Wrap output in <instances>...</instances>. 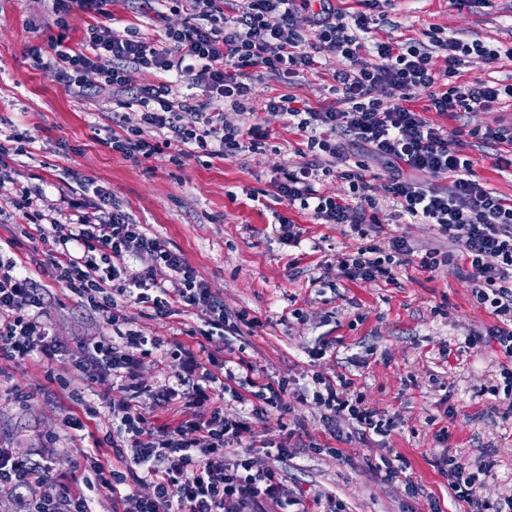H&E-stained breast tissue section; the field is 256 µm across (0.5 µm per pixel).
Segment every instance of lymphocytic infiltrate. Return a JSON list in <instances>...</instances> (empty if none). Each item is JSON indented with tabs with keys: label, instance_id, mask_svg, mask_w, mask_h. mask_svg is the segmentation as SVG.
Returning a JSON list of instances; mask_svg holds the SVG:
<instances>
[{
	"label": "lymphocytic infiltrate",
	"instance_id": "f902f5d3",
	"mask_svg": "<svg viewBox=\"0 0 512 512\" xmlns=\"http://www.w3.org/2000/svg\"><path fill=\"white\" fill-rule=\"evenodd\" d=\"M178 2L187 17L183 27L165 29L149 43L136 27L118 34L111 26V0H52L58 33L46 43L30 47L36 67H55L62 83L77 96L92 97L95 87L85 81L91 70H101L106 85L122 98V108L139 106L140 123L127 127L118 119L119 134L112 147L133 160L178 147L186 157H229L257 152L265 134L261 124L247 123L253 115L252 81L255 70L295 76L315 70L316 56L326 52L342 56L348 66L333 74L336 101L313 109L293 94L266 99L264 109L283 116L286 124L308 133L309 162L280 167L273 181L279 199L309 211L323 224H345L358 247L341 259L342 275L350 280L391 282L395 271L414 254L401 237L382 241L372 235L379 224L378 200L372 195L366 162L353 160L354 149L368 159L390 162L394 172L384 186L395 203L389 218L395 223L417 221L436 226L450 244L449 250L427 253L421 268L433 271L465 262L466 278L479 304L490 308L500 326L490 334L504 356L499 363L501 385L490 393H503L512 401V199L506 198L475 178L474 160L453 147V133L426 121L411 103L418 92H426L429 110L443 115L490 111L512 100V84L460 83L462 68L491 64L512 58L504 50L440 37L428 30L424 39L399 41L373 37L375 16L384 15L391 0H363L364 11L347 15L336 11L332 0H242L233 16H226L224 0H143L140 14L162 17L170 2ZM307 11L310 34L293 24L296 10ZM82 12L94 19L78 47L68 46L67 18ZM444 59L435 68L434 56ZM111 66L100 69L102 58ZM156 70L157 83L137 84L135 72ZM191 91L177 94V83ZM389 92L388 101L374 98L376 88ZM232 109L239 120L224 119ZM338 170L349 184L344 197L320 194L314 185L320 175ZM454 179L455 190L445 194L433 179ZM95 211H87L83 200L70 202L65 219L36 213L35 221L21 225L22 234L40 242L58 281L81 302L106 317L110 324L121 321V303L127 302L167 316L180 306L199 313L201 326L194 335L203 339L220 336L229 316L223 301L198 282L194 270L180 254L169 250L159 238L147 236L141 225L131 223L115 206L109 192L100 191ZM54 236H46V227ZM461 252H454V245ZM148 252L155 256L154 268L133 273L109 265V255ZM40 283L15 263L0 261V355L25 359L39 353L47 363L71 360L83 371L95 370L124 380L139 393H148L155 405L182 400L193 413L176 426L152 427L140 406L126 404L112 410L109 422L129 452L123 455L124 470L113 469L101 459V448H92L94 462L80 477L85 487L78 494L57 493L50 477L57 461L52 457L24 460L0 448V484L15 493V512H91L90 491L117 493L126 474L150 483L151 496L135 492L123 495L127 512H345L335 496L288 489L283 465L287 444H280L274 464L261 463L244 451L228 458L232 438L250 430L251 418L265 406L280 402L287 391L278 385L271 392H258L259 406L250 416L226 417L216 406L210 387L180 377L174 384L148 390L137 374V361L159 349L160 342L135 332L97 336L70 348L57 342L51 326L41 318ZM346 377L326 378L313 393L326 414L323 423L336 439H343L341 423H351L355 436L383 435L388 420L368 407L363 397L344 394ZM438 466L448 473V487L463 512H512V494L493 502L481 494L482 478L490 467H469L456 457L443 456Z\"/></svg>",
	"mask_w": 512,
	"mask_h": 512
}]
</instances>
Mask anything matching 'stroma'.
Returning <instances> with one entry per match:
<instances>
[{"label": "stroma", "instance_id": "1", "mask_svg": "<svg viewBox=\"0 0 512 512\" xmlns=\"http://www.w3.org/2000/svg\"><path fill=\"white\" fill-rule=\"evenodd\" d=\"M111 11L115 31L134 23L150 42L186 21L177 9L154 20L135 15L130 0H114ZM432 28L491 48L512 47V0H490L475 9L455 7L450 0H392L375 35L419 39ZM56 31L49 0H0V134L17 131L29 141L26 154L0 162V174L11 183L42 188L48 202L61 208L79 197L93 206L95 198L85 195V188L108 190L133 223L185 258L199 281L223 300L226 313L244 311L257 320L253 326L238 321L226 327L203 356L192 334L200 323L194 311L157 317L125 306L129 329L161 341L160 350L140 362L142 383L161 385L178 374L195 379L203 363L218 374L225 361L239 359L253 365L260 383L288 381L290 395L241 433L238 445L264 459L269 447L291 440L298 451L287 465L289 489L336 495L346 512H429L434 504L440 512H458L437 466L446 453L466 463L490 462L485 496L512 490V415L505 404L478 393L499 353L488 336L498 319L477 302L471 283L455 267L430 272L417 262L433 249H447L446 239L429 224H379V238L408 240L417 259L397 269L394 283L351 281L338 267L354 244L344 226L317 223L274 197L276 169L301 165L310 156L306 137L289 129L277 113L264 111L265 100L293 93L317 109L331 105L332 74L345 67V60L322 55L316 73L288 81L259 72L253 104L267 133L263 152L203 162L167 149L137 163L109 143L111 90L82 99L53 69L34 67L29 47ZM426 105L422 95L412 103L425 110L431 124L465 127L460 149L476 159L477 180L512 198V173L495 166L499 160L512 161V144L491 146L480 138L486 129L512 119V111L503 107L456 119L427 111ZM276 212L298 225L299 242L280 239L271 226ZM22 221L9 188H0V258L27 267L42 285V318L57 340L73 348L108 335L101 314L41 272L42 248L21 235ZM472 332L484 340L464 349V338ZM176 349L186 355L173 363L169 356ZM339 374L353 381L349 395H363L369 407L394 418L391 431L364 442H337L321 421V409L292 396L314 389L315 376ZM71 388L83 392L94 415L72 404ZM131 400L124 381L91 377L67 360L50 367L37 354L20 362L0 359V448L24 459L56 457L53 486L75 492L72 477L88 469L90 448L110 429V410ZM452 407L457 410L453 416L448 413ZM72 414L82 417L83 429L67 426ZM313 443L321 445V453L308 452ZM334 447L341 448L342 457L331 456ZM395 454L408 462L421 488L418 496L376 472L382 456Z\"/></svg>", "mask_w": 512, "mask_h": 512}]
</instances>
